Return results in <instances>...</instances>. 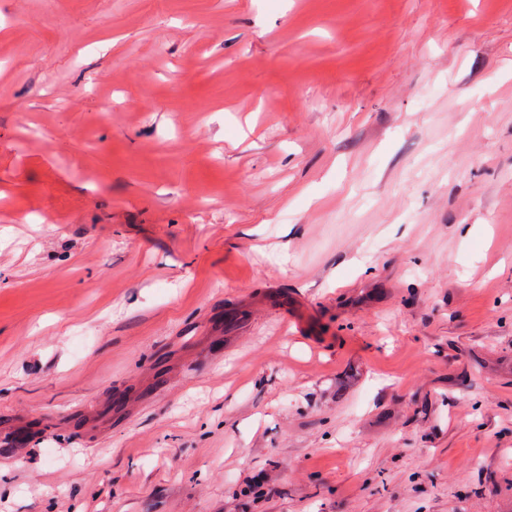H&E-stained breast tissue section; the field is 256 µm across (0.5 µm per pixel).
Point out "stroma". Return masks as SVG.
<instances>
[{
  "instance_id": "stroma-1",
  "label": "stroma",
  "mask_w": 512,
  "mask_h": 512,
  "mask_svg": "<svg viewBox=\"0 0 512 512\" xmlns=\"http://www.w3.org/2000/svg\"><path fill=\"white\" fill-rule=\"evenodd\" d=\"M0 512H512V0H0Z\"/></svg>"
}]
</instances>
